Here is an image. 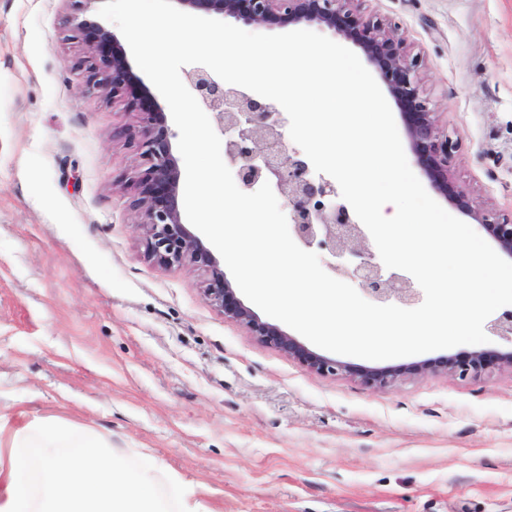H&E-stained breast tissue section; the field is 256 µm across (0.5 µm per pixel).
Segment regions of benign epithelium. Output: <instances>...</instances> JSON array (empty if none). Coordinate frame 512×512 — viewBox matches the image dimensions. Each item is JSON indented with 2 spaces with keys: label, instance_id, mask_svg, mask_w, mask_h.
Here are the masks:
<instances>
[{
  "label": "benign epithelium",
  "instance_id": "obj_1",
  "mask_svg": "<svg viewBox=\"0 0 512 512\" xmlns=\"http://www.w3.org/2000/svg\"><path fill=\"white\" fill-rule=\"evenodd\" d=\"M72 17L76 32L93 35L83 61L88 81L114 99L132 95L134 75L117 35L93 13L104 0H76ZM366 0H173L181 11H195L264 26L286 18L296 25H316L351 40L375 68L380 82L401 104L410 151L432 187L469 216L512 259V213L474 204L470 192L453 184L450 159L462 146L457 131L448 129L434 112L422 83L423 57L399 36L400 23L374 13ZM192 94L215 116L224 136V154L235 166L238 182L247 190L264 182L274 185L288 208L295 239L306 248L331 256L330 269L353 280L362 292L380 302L413 305L419 299L411 277L375 261L364 225L339 199L335 185L313 173L305 155L288 149L277 112L261 97L227 86L215 73L198 66L187 72ZM137 149L144 169L135 183L131 207L137 226L145 230V255L160 266H189L209 275L205 297L224 318L244 327L258 342L322 375H346L378 389L401 377L443 373L480 376L489 369L486 352L458 361L448 357L408 365L370 367L332 360L309 349L279 325L262 320L236 294L206 242L182 221L181 169L173 153L176 133L165 112L154 105L137 112ZM486 331L512 343V309L490 317Z\"/></svg>",
  "mask_w": 512,
  "mask_h": 512
}]
</instances>
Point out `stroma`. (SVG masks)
<instances>
[{
	"instance_id": "obj_1",
	"label": "stroma",
	"mask_w": 512,
	"mask_h": 512,
	"mask_svg": "<svg viewBox=\"0 0 512 512\" xmlns=\"http://www.w3.org/2000/svg\"><path fill=\"white\" fill-rule=\"evenodd\" d=\"M424 58L457 184L512 211V0H369ZM71 0H0V414L142 454L209 512H512V371L379 390L258 343L144 255L137 116L92 87Z\"/></svg>"
}]
</instances>
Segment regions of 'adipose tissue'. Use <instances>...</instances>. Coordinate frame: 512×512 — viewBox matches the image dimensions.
Segmentation results:
<instances>
[{"instance_id":"obj_1","label":"adipose tissue","mask_w":512,"mask_h":512,"mask_svg":"<svg viewBox=\"0 0 512 512\" xmlns=\"http://www.w3.org/2000/svg\"><path fill=\"white\" fill-rule=\"evenodd\" d=\"M25 468L16 452L0 455V512H163L155 469L131 472L95 440L62 457L45 453L37 468L47 479L37 488L22 480Z\"/></svg>"}]
</instances>
